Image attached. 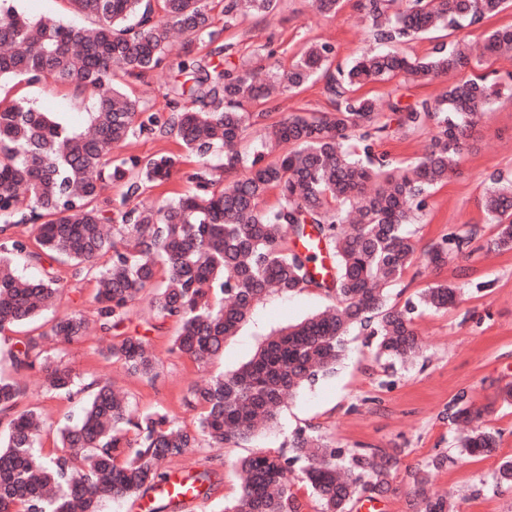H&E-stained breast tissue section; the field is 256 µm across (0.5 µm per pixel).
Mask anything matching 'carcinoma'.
<instances>
[{
	"label": "carcinoma",
	"instance_id": "1",
	"mask_svg": "<svg viewBox=\"0 0 512 512\" xmlns=\"http://www.w3.org/2000/svg\"><path fill=\"white\" fill-rule=\"evenodd\" d=\"M70 9L95 20L75 29L56 19L31 20L12 0H0V79L51 77L92 88L98 99L89 125L76 130L29 105L0 103V333L49 311L60 291L53 263L93 273L97 323L110 333L127 319L141 293L153 290L156 315L179 325L171 351L208 363L237 333L254 305L272 292L315 289L332 299L324 310L268 336L237 369L190 390L199 409L189 429L159 411L135 415L112 380H96L81 416L55 430L59 450L41 454L44 425L22 406L26 389L0 371V512H100L101 503L146 492L168 481L162 462L207 442L223 447L270 429L284 400L331 375L356 327L375 340V357L403 360L419 351L413 328L420 309L448 310L457 288L435 284L401 309L387 304V290L418 260L408 226L423 216L430 190L459 166L475 126L494 98L512 91L487 68L512 53V27L487 32L476 46L454 39L424 57L399 50L432 29L453 33L496 16L512 0H358V8L382 48L361 55L348 69L332 68L326 43L305 47L282 69L203 65L196 43L217 41L207 0H67ZM279 0H225L224 23L255 13L275 14ZM184 35L180 71L189 89L171 88L168 115L150 112L115 83L116 73L141 77L166 59L174 33ZM469 69L471 78L403 106L388 104L406 133L431 132L428 150L397 166L376 150L388 135L383 105L359 94L368 82L405 74L433 81ZM324 77L333 111L293 115L269 127L268 138L291 149L260 163L237 149L251 118L249 107L278 91L295 90ZM189 96L196 108L178 107ZM175 135L198 162L224 156V169L248 174L218 188L204 168L186 178L194 192L159 205L132 200L179 172L174 155L114 159L112 149L146 131ZM123 182L115 212L97 204L101 183ZM274 190L278 199L263 206ZM493 244L512 249V182L492 178L483 197ZM33 228L35 245L7 234L15 224ZM117 223L116 240L106 225ZM465 239L453 232L423 253L439 266L463 254ZM331 259L328 271L317 255ZM40 268L16 273L15 262ZM88 328L75 310L53 319L49 331L14 339L7 356L13 372L39 365L48 391L69 397L83 391L71 370L44 355L51 336L69 343ZM103 356L127 373L153 379L152 351L133 336H112ZM479 416L465 397L448 408L462 427L459 454L478 456L498 448L500 434L472 425ZM448 456L439 453L412 474L413 512H448V499L423 492L429 473ZM397 457L376 448H336L315 430L297 429L288 451L259 449L239 461L241 495L224 512H304L295 473L321 502V512H352L358 496L392 490ZM490 481L512 485V456L501 458Z\"/></svg>",
	"mask_w": 512,
	"mask_h": 512
}]
</instances>
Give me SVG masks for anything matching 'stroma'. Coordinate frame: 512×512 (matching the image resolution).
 Masks as SVG:
<instances>
[{"label":"stroma","instance_id":"35a3bbf8","mask_svg":"<svg viewBox=\"0 0 512 512\" xmlns=\"http://www.w3.org/2000/svg\"><path fill=\"white\" fill-rule=\"evenodd\" d=\"M220 40L234 46L231 64L251 69L278 61L288 67L293 56L307 43H328L333 48V64L346 66L372 47L366 25L360 19L357 0H341L335 15L321 16L312 0H284L277 17L251 15L232 28H225L220 9L211 12ZM274 50L273 59L260 55V48ZM177 56L141 78L125 79L127 92L140 98L151 110L167 111ZM442 80L415 81L403 76L387 82L371 83L369 95H392L408 104L442 91ZM0 96L27 102L54 113L71 127L82 125L95 107L91 92L44 79L30 83L20 79L0 81ZM266 116L250 127L239 149L247 154L262 153L271 161L284 153L281 145L265 139V128L293 114L327 112L331 102L323 81H315L299 92H287L268 104ZM385 121L392 130L378 144V152L400 164L414 161L425 150L427 132L395 130L396 116L388 112ZM163 154L181 156L180 173L149 188L145 201H162L190 189L185 172L197 166L184 155L179 140L158 132L131 138L119 157L148 158ZM512 179V94L502 93L485 122L480 123L463 151L459 172L447 184L435 187L428 209L412 230L418 249L424 250L450 232L471 235L465 256L439 269L423 264L410 267L388 291L390 304L403 305L408 297L437 283L460 288L454 306L445 312H423L414 328L422 341L421 355L408 363L387 365L376 361L361 335L349 338V349L335 373L287 399L278 426L257 434L250 441L223 448H193L181 458L164 462V471L184 477L203 472L211 475V490L198 506L180 512H223L225 503L241 492V477L234 466L237 459L257 449L287 447L295 429L318 431L338 448L400 449L395 489L378 501L381 512H412V486L408 474L426 466L438 453L448 454V462L431 471L428 494L448 497L451 512H512V486L490 489L481 481L496 468L501 457L512 455V404L504 402L501 391L512 383V250L495 251L491 242L493 225L487 224L483 192L490 175ZM62 288L53 306L60 317L78 310L95 318L93 299L96 281L75 275L71 266L58 267ZM151 292H143L131 307L119 333L147 341L156 356L157 376L153 380L129 376L123 366L106 361L102 352L109 343L104 335L71 344L48 343L53 360L67 366L82 382L95 377L112 379L126 393L133 411L159 410L179 424L194 427L197 411L189 402L193 384L229 372L253 355L265 336L287 324L324 309L327 298L306 289L294 294L272 293L254 307L249 319L224 344L222 356L201 365L172 352L171 321L158 318L151 304ZM26 388L25 406L34 408L46 424L56 426L76 416L81 397L68 398L47 393L41 369L27 371L21 379ZM480 408V423L501 433L499 448L489 456L465 457L455 448L457 433L445 412L458 395Z\"/></svg>","mask_w":512,"mask_h":512}]
</instances>
